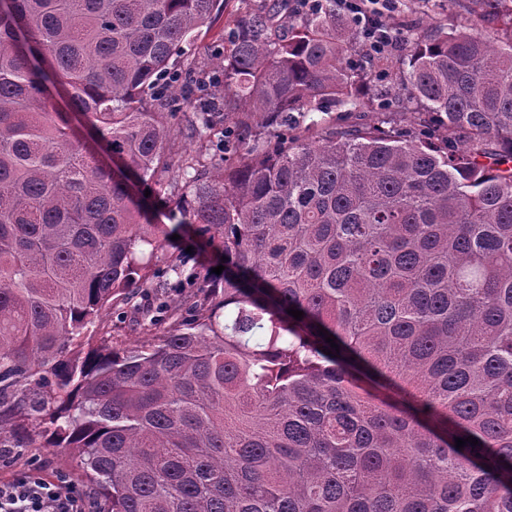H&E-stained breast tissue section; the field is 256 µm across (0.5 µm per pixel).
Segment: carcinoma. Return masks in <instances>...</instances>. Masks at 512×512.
<instances>
[{"label": "carcinoma", "mask_w": 512, "mask_h": 512, "mask_svg": "<svg viewBox=\"0 0 512 512\" xmlns=\"http://www.w3.org/2000/svg\"><path fill=\"white\" fill-rule=\"evenodd\" d=\"M471 4L469 31L388 33L394 62L336 0H261L196 85L174 66L224 0H10L0 447L68 450L100 512H512V0ZM376 100L415 120L336 124ZM177 112L252 140L233 168L181 164L175 210L225 269L180 302L125 175L165 164ZM140 288L168 329L87 335Z\"/></svg>", "instance_id": "obj_1"}]
</instances>
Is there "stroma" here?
I'll return each mask as SVG.
<instances>
[{
  "label": "stroma",
  "instance_id": "35a3bbf8",
  "mask_svg": "<svg viewBox=\"0 0 512 512\" xmlns=\"http://www.w3.org/2000/svg\"><path fill=\"white\" fill-rule=\"evenodd\" d=\"M240 0H228L224 12L212 27L188 46L181 59L182 68L192 70L199 80H209L224 60V36L241 17ZM438 21L457 29L470 26L471 16L465 11L460 0H399V6L387 22L390 27L405 30L420 25L428 26L430 21ZM193 155L202 164L209 165L217 158H224L226 164H234L235 153L218 154L215 144L206 137L179 135L168 145V164L158 167L147 181L132 180L131 188L136 198L142 199L147 206L153 223L164 225L174 233V240L168 241L163 250L156 253V266H167L171 260L182 253L188 254L189 262L181 275L171 276V298L178 299L189 293L188 278L190 275H205L212 268L221 265L223 252L218 242L200 237L193 223H178L173 219L171 207L173 201L185 196L184 181L179 174L181 159L184 155ZM166 184L169 190L168 200L161 201L149 196L148 191L156 183ZM156 302L151 292L141 291L133 299L132 304L116 305L103 316L101 324L92 326L91 333L95 336L111 337L113 344L134 346L146 337L140 321L143 312L155 311ZM28 469L40 470L44 477L53 479L66 476L77 491L86 493L90 487L76 469L68 452L53 448H16L9 457L0 458V478Z\"/></svg>",
  "mask_w": 512,
  "mask_h": 512
}]
</instances>
